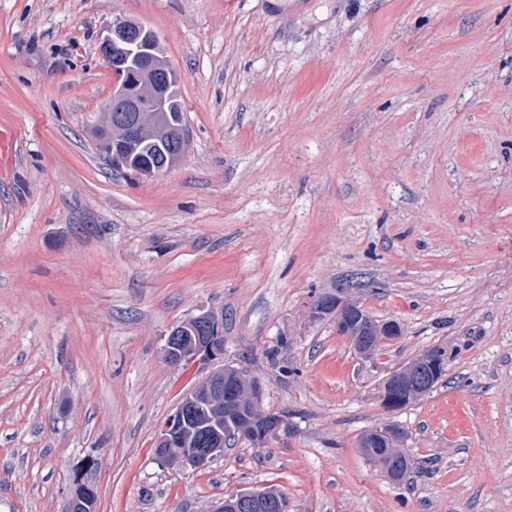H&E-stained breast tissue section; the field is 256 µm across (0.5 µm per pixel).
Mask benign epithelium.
Segmentation results:
<instances>
[{
  "label": "benign epithelium",
  "instance_id": "benign-epithelium-1",
  "mask_svg": "<svg viewBox=\"0 0 512 512\" xmlns=\"http://www.w3.org/2000/svg\"><path fill=\"white\" fill-rule=\"evenodd\" d=\"M150 30L141 24L136 28L129 22L117 19L106 28L101 42L104 61L113 71L127 70V63L133 62V70L148 86V95L135 97L130 94L128 84L117 82L112 95L121 98L123 115L117 118L121 125L118 134L112 138L107 148L106 158L113 165H128L126 148L135 138L137 126L133 113L142 112L146 103L160 106L166 101L176 73L172 68L159 65L148 47ZM312 312L319 317H328L336 326L345 325L359 318L363 312L358 303L344 293L323 294L312 303ZM399 326L387 322L374 329L367 336H351L349 341L368 356L376 348L381 334H398ZM224 351L220 323L213 316L200 315L186 319L172 327L165 346L164 356L173 367L186 366L198 360L211 361ZM444 362L420 358L399 368L394 375V383L403 388L399 393L383 392V402L389 408L409 403L428 392ZM243 377L230 368H220L211 373L208 379L184 397L175 412L167 419L156 440V457L163 465L187 463L203 467L224 453V423L235 420L238 431L245 436L262 427V439L267 440L282 425L280 416L265 412L258 406L253 387L241 385ZM205 413L204 428L208 429L206 444L196 448L191 443L192 424L197 412ZM230 503L236 512H288L287 498L272 490L242 491L232 493L219 503L213 512H224V504Z\"/></svg>",
  "mask_w": 512,
  "mask_h": 512
}]
</instances>
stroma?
<instances>
[{
	"instance_id": "obj_1",
	"label": "stroma",
	"mask_w": 512,
	"mask_h": 512,
	"mask_svg": "<svg viewBox=\"0 0 512 512\" xmlns=\"http://www.w3.org/2000/svg\"><path fill=\"white\" fill-rule=\"evenodd\" d=\"M154 30L187 110L181 161L117 169L89 136L114 20ZM0 512H512V0H0ZM402 334L359 355L321 294ZM214 316L220 360L167 364ZM404 408L387 377L437 345ZM278 414L196 469L154 454L219 366ZM400 427L392 482L360 436ZM223 351L220 323L209 315L195 316L172 327L164 346L165 360L173 367L211 361ZM434 355L438 358L444 357L448 363V348L436 346L424 355ZM423 355V356H424ZM446 362H438L433 359L420 358L399 368L394 375L393 381L400 388L399 393H389L385 388L383 402L389 408H395L405 403H410L415 398L428 392L437 377L440 368L446 367ZM272 490L276 489L232 493L225 497L213 512H224V502L233 505L236 512H288L287 498Z\"/></svg>"
}]
</instances>
